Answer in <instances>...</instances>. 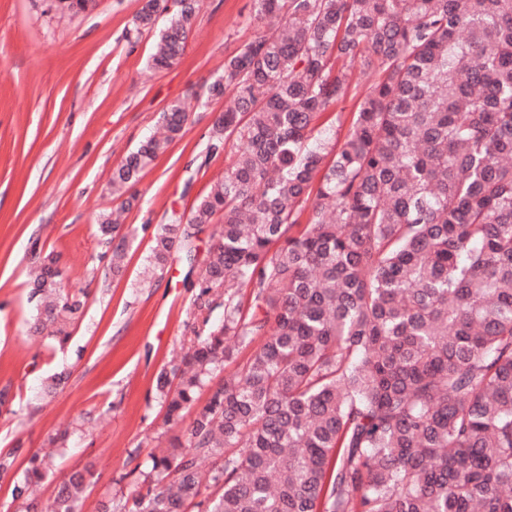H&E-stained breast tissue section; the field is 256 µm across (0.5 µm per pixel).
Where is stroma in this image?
<instances>
[{"label":"stroma","mask_w":512,"mask_h":512,"mask_svg":"<svg viewBox=\"0 0 512 512\" xmlns=\"http://www.w3.org/2000/svg\"><path fill=\"white\" fill-rule=\"evenodd\" d=\"M142 0H95L79 14L49 0H0V451L53 450L54 466L37 488L40 505L55 499L62 475L92 468L80 512L131 496L154 455L184 436L169 427L156 376L192 335L187 268L174 261L151 281L148 256L159 225L189 214L195 200L233 159L207 156L220 100L197 104L244 42L267 33L251 21V0H201L180 62L150 66L160 34L135 33ZM367 88L353 80L348 97L323 121L344 140ZM187 104L179 137L148 167L138 198L122 210L112 171L151 135L162 112ZM129 236L123 269L102 259L97 227L113 213ZM60 254L67 291L87 290L82 317L65 344L29 336L32 252ZM67 380L44 394L57 373ZM65 430V447L49 438Z\"/></svg>","instance_id":"obj_1"}]
</instances>
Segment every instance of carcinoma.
<instances>
[{
    "label": "carcinoma",
    "instance_id": "cac0c4a2",
    "mask_svg": "<svg viewBox=\"0 0 512 512\" xmlns=\"http://www.w3.org/2000/svg\"><path fill=\"white\" fill-rule=\"evenodd\" d=\"M85 11L92 0H51ZM199 0L161 14L152 56L174 66ZM274 27L224 62L207 154L234 160L189 217L159 225L149 266L194 270L189 352L156 393L186 443L152 458L145 489L101 512H512V0H253ZM372 77L345 140L324 114ZM182 103L112 172L132 188L188 120ZM304 228H299L301 218ZM122 225L104 221L112 274ZM33 334L63 340L87 295L61 292L57 259L32 253ZM224 308V317L211 319ZM249 352L247 358L238 355ZM0 453V479L17 470ZM50 470L32 455L12 499ZM82 472L49 512H79Z\"/></svg>",
    "mask_w": 512,
    "mask_h": 512
}]
</instances>
